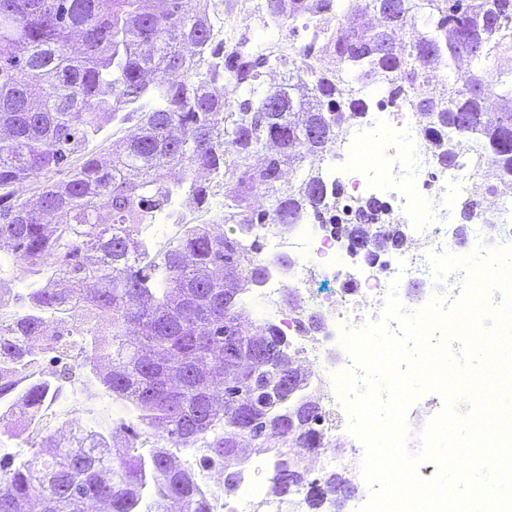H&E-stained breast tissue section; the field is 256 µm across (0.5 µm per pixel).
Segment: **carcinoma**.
Instances as JSON below:
<instances>
[{
    "label": "carcinoma",
    "instance_id": "cac0c4a2",
    "mask_svg": "<svg viewBox=\"0 0 512 512\" xmlns=\"http://www.w3.org/2000/svg\"><path fill=\"white\" fill-rule=\"evenodd\" d=\"M212 2L0 0V273L33 276L22 309L0 305V420L18 404L40 437L43 407L69 378L41 356L68 348L123 411L94 430L97 453L52 441L48 460L0 459V512L34 499L40 512H220L200 474L242 473L245 442L272 459L280 503L324 512L304 494L309 474L295 488L287 474L294 449L326 447L324 414L286 384L287 337L243 320L264 267L244 263L259 245L239 227L336 223L318 163L362 107L356 86L376 80L447 128L441 161L471 146L499 157L479 194L512 186V0H324L351 23L336 37L300 26L299 0H265L275 27L304 33L286 55L267 39L216 40ZM272 67L288 68L274 90ZM108 116L138 128L106 159L96 142ZM200 169L224 185L221 222L181 219L185 201L206 209L214 194ZM25 188L36 203L18 200ZM260 192L266 207L252 203ZM370 212L338 232L367 237ZM162 224L180 229L157 245ZM77 300L88 316L44 348ZM185 450L196 465L179 468Z\"/></svg>",
    "mask_w": 512,
    "mask_h": 512
}]
</instances>
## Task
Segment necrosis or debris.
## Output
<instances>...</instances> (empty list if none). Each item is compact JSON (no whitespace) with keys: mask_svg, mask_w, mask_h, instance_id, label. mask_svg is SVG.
I'll return each mask as SVG.
<instances>
[{"mask_svg":"<svg viewBox=\"0 0 512 512\" xmlns=\"http://www.w3.org/2000/svg\"><path fill=\"white\" fill-rule=\"evenodd\" d=\"M361 97L365 110L340 128L333 152L321 162L325 178L339 186L343 210L370 201L383 207L369 226V245L360 262L345 268L339 240L328 225L265 224L258 228L264 242L258 260L266 274L252 290L268 320L287 336L292 354L307 364L305 392L318 399L340 440L347 437L350 413L336 383L353 366L343 335L380 321L392 296L408 315L435 298L446 305L455 301L466 272L458 268L435 275L434 258H481L490 250L512 247V190L493 193L488 213L471 223L456 221L476 192L474 169L490 166L491 156L443 164L433 149L432 127L414 108L392 104L388 84H366ZM395 224L405 235L404 246L396 250L384 244ZM288 291L300 307L283 304ZM313 313L324 317L320 335H300V323ZM271 468V460L256 457L234 494L215 487L224 512H244L255 502L274 507Z\"/></svg>","mask_w":512,"mask_h":512,"instance_id":"1","label":"necrosis or debris"}]
</instances>
